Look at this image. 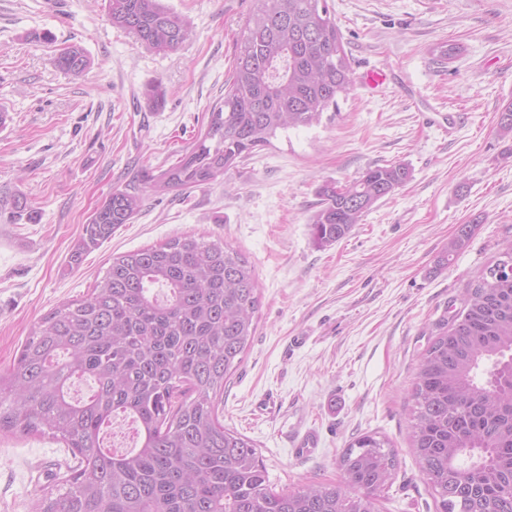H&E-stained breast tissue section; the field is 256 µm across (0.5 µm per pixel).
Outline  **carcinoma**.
Returning <instances> with one entry per match:
<instances>
[{
    "mask_svg": "<svg viewBox=\"0 0 512 512\" xmlns=\"http://www.w3.org/2000/svg\"><path fill=\"white\" fill-rule=\"evenodd\" d=\"M106 15L154 53L176 51L192 36L163 0H106ZM53 63L75 76L90 66L76 45ZM352 87L327 0H256L224 100L210 108L192 147L113 189L84 224L69 267L131 223L147 194L223 178L278 131L320 122ZM143 97L158 110L166 90L150 84ZM410 177L407 165L391 163L343 186L322 185L313 242L346 237ZM0 209L13 221L38 219L20 192L1 197ZM474 229L458 226L441 264ZM259 306L254 270L240 253L184 235L113 258L86 298L44 314L18 358L0 369V433L51 436L78 459L63 485L44 493L39 512H376L398 466L386 437L349 442L342 484L276 492L255 444L220 421L224 382L243 361ZM84 377L95 387L75 399L71 385ZM411 399L412 448L440 512H512V248L436 324ZM118 415L136 429L135 444L121 451L105 445Z\"/></svg>",
    "mask_w": 512,
    "mask_h": 512,
    "instance_id": "cac0c4a2",
    "label": "carcinoma"
}]
</instances>
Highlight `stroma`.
<instances>
[{
  "mask_svg": "<svg viewBox=\"0 0 512 512\" xmlns=\"http://www.w3.org/2000/svg\"><path fill=\"white\" fill-rule=\"evenodd\" d=\"M355 84L319 124L278 133L223 181L148 196L79 268L67 265L89 215L141 167H168L222 100L236 43L255 0H165L192 38L145 50L109 23L104 0H0V195H26L39 218L0 215V367L31 327L84 298L113 256L181 235L224 239L253 267L258 322L224 386V424L257 446L278 491L337 485L353 437L390 439L398 467L378 512H438L410 443L419 355L449 305L512 246V134L498 125L512 100V0H329ZM50 31V43L31 40ZM458 55L439 62L431 46ZM77 44L91 60L74 76L55 67ZM158 82L162 109L142 91ZM459 123L447 132L445 115ZM402 162L410 180L338 243L317 246L318 188L368 167ZM476 230L448 264L458 225ZM315 445L298 452L304 436ZM70 449L48 436L0 433V512H36L43 489L71 475Z\"/></svg>",
  "mask_w": 512,
  "mask_h": 512,
  "instance_id": "1",
  "label": "stroma"
}]
</instances>
